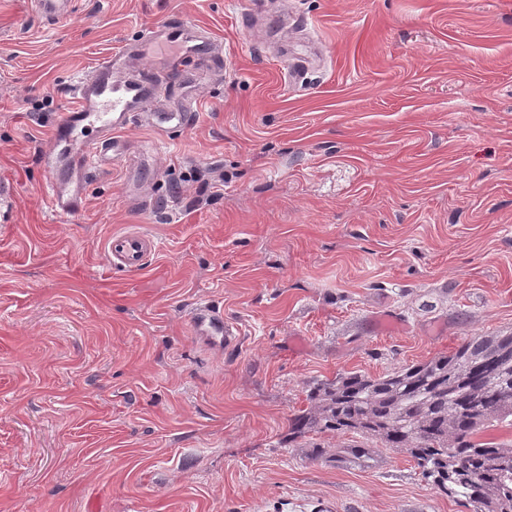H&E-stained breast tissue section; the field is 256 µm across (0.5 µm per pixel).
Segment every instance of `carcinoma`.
<instances>
[{
    "label": "carcinoma",
    "instance_id": "obj_1",
    "mask_svg": "<svg viewBox=\"0 0 512 512\" xmlns=\"http://www.w3.org/2000/svg\"><path fill=\"white\" fill-rule=\"evenodd\" d=\"M307 400L290 439L353 432L406 452L437 493L473 512H512V444L480 440L490 428L512 429V332L474 336L381 377L343 372Z\"/></svg>",
    "mask_w": 512,
    "mask_h": 512
}]
</instances>
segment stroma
Returning a JSON list of instances; mask_svg holds the SVG:
<instances>
[{"mask_svg":"<svg viewBox=\"0 0 512 512\" xmlns=\"http://www.w3.org/2000/svg\"><path fill=\"white\" fill-rule=\"evenodd\" d=\"M0 0V512H469L406 452L289 440L317 382L512 331V0ZM217 43L49 209L74 81L168 16ZM305 56L307 80L281 83ZM150 233L143 270L114 233ZM239 340L195 332L201 304ZM155 240L142 231L115 234L106 247V260L110 269L121 268L135 272L143 268L150 255L156 252Z\"/></svg>","mask_w":512,"mask_h":512,"instance_id":"1","label":"stroma"}]
</instances>
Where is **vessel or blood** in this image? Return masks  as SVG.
I'll return each mask as SVG.
<instances>
[{"instance_id":"b4317fda","label":"vessel or blood","mask_w":512,"mask_h":512,"mask_svg":"<svg viewBox=\"0 0 512 512\" xmlns=\"http://www.w3.org/2000/svg\"><path fill=\"white\" fill-rule=\"evenodd\" d=\"M161 47L176 51L166 68H153L146 73L130 71L129 58H152ZM211 51L212 39L206 30L182 15L173 14L129 42L123 55L99 61L88 74L76 80L75 103L59 122L53 144L44 157L47 167L60 164L76 175L72 181L56 178L49 182L46 198L53 213L74 215L82 209L86 201L85 174L104 168L112 157L122 154V132L134 121L144 119V104L164 94L165 81L177 74L180 61H202ZM88 127L94 128L95 137H78V130ZM156 249L155 240L145 232L119 233L107 244V265L135 272L143 268ZM194 325L216 343L231 345L238 341L232 327L225 324L223 312L209 305L196 307Z\"/></svg>"}]
</instances>
